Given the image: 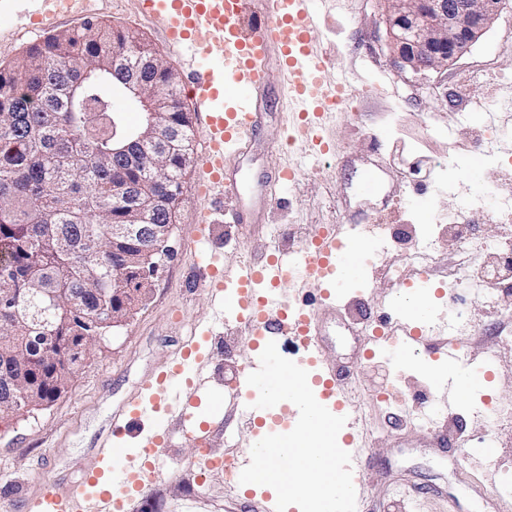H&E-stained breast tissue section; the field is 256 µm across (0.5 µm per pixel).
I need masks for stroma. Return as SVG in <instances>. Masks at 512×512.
<instances>
[{"mask_svg":"<svg viewBox=\"0 0 512 512\" xmlns=\"http://www.w3.org/2000/svg\"><path fill=\"white\" fill-rule=\"evenodd\" d=\"M103 20L142 34L170 65L177 58L160 37L158 23L137 16L132 0H105ZM349 75L350 92L365 91L355 113L340 112L324 135L332 153L318 157L288 142L287 109L280 100L278 56L267 66L265 114L248 152L230 163L244 197L264 191L267 177L282 167L297 170L291 186H278L272 208L258 224H207L210 204L197 193L201 160L184 174L169 244L149 282L146 302L96 342L66 389L48 406L23 416L0 418V512H21L24 500L48 484L64 487L100 468L99 444L113 413L142 392L144 381L165 371L181 344L192 341L208 359L212 379L200 391L199 415L209 417L210 454L243 453L254 433L294 428L286 411L252 428L236 410H223L236 376L255 349L234 312L217 316L210 288L198 268L234 269L260 260L268 248L293 250L330 224H385V252L372 255L365 286H353L370 303L325 318L324 363L344 377L345 399L356 430L370 449L373 470L362 485L366 512H512V331L502 317L512 310V287L493 300L448 288V271L466 257L464 239L484 242L477 263L495 268L497 242L512 231V210L497 204L512 191V11L505 10L469 52L443 71L398 74L390 63L379 0H338L311 34ZM495 129L494 158L472 169L471 154L487 129ZM346 166L337 167V158ZM377 185L363 193L366 171ZM432 250L435 286L425 298L437 325L457 342L461 360L487 359L485 384L458 400L446 419L448 440L440 444L425 423L435 396L428 371L389 348L373 359L361 344L374 322L393 324L389 302L395 288L413 280L405 257L415 246ZM166 440L158 448L164 471L124 497L125 512H246L258 488L226 481L223 472L200 474V448L182 434L176 413L144 416L116 448H134L156 428Z\"/></svg>","mask_w":512,"mask_h":512,"instance_id":"1","label":"stroma"}]
</instances>
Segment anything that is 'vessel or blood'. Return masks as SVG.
Returning <instances> with one entry per match:
<instances>
[{"label":"vessel or blood","instance_id":"obj_1","mask_svg":"<svg viewBox=\"0 0 512 512\" xmlns=\"http://www.w3.org/2000/svg\"><path fill=\"white\" fill-rule=\"evenodd\" d=\"M94 0H0V41L36 38L64 20L90 15ZM139 14L158 20L165 45L183 69L188 93L196 101L205 130V152L200 193L213 208L224 211L226 223L255 224L271 207L273 197L265 193L254 201L224 210L225 199L239 197L237 182L227 163L245 153L263 116L262 88L266 81V58L277 49L288 76L282 91L297 115L295 139L307 142L321 155L331 148L323 136L328 120L339 110V95L348 88L345 74L334 73L331 56L314 52L310 33L316 25V0H262L263 18L243 26L251 0H134ZM378 241L373 224L331 225L291 255L272 250L265 261L241 266L235 291L225 296L220 310L238 313L248 335L261 343L283 337L298 340L308 353L315 397L334 415H348L342 377L321 358L322 338L314 310L305 304L285 303L273 290L293 274L314 289L344 288L365 275V256ZM404 291L396 289L391 306L397 313V328L405 358L436 353L447 360L448 369L434 372L433 383L443 393L444 409L458 400L461 374L453 341L430 340L425 320L407 314ZM260 366L251 358L237 377L233 397L247 407L250 419L265 417L256 407L258 392L247 383L249 373ZM205 381V365L193 349H186L167 371L146 381L133 413L112 420V434L119 437L137 417L155 412L160 404L180 413L182 431L192 440L205 439L204 426L196 423V393ZM156 433L135 452H121L110 472L89 471L83 482L63 489L49 486L37 499L25 502V512H123L124 494L141 488L157 477L161 465L156 450L163 440ZM340 447L351 455L353 476L372 469V457L362 448L353 428H346Z\"/></svg>","mask_w":512,"mask_h":512}]
</instances>
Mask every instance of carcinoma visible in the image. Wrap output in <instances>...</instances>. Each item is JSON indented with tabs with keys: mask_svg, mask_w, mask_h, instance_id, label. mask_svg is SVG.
<instances>
[{
	"mask_svg": "<svg viewBox=\"0 0 512 512\" xmlns=\"http://www.w3.org/2000/svg\"><path fill=\"white\" fill-rule=\"evenodd\" d=\"M154 48L137 32L87 20L56 30L27 47L22 59L0 66V295L28 285L37 294L50 288L54 299L44 335L55 345L32 353L28 389L34 400L53 402L74 375L90 342L99 334L101 314L93 298L106 289L112 306V272L126 288L142 286L140 270L148 259L142 238L112 241V225L134 224L144 203L157 224L170 223L171 208L182 193L178 177L193 161L192 118L169 89L176 75L166 63L143 74L159 113V134L141 151L139 163L116 167L112 149L135 132L125 111L118 112L119 138L112 139V113L68 109L63 92L80 80V92L112 95V84L137 58ZM16 305L0 307V415L16 410L4 381L14 374L3 353L27 335Z\"/></svg>",
	"mask_w": 512,
	"mask_h": 512,
	"instance_id": "1",
	"label": "carcinoma"
}]
</instances>
